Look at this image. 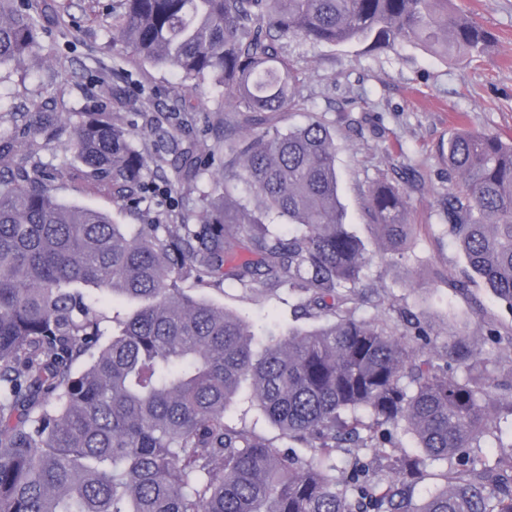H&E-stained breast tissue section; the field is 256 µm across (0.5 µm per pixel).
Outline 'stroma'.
I'll return each mask as SVG.
<instances>
[{
  "mask_svg": "<svg viewBox=\"0 0 512 512\" xmlns=\"http://www.w3.org/2000/svg\"><path fill=\"white\" fill-rule=\"evenodd\" d=\"M110 0H69L66 24L54 17L52 32L38 62L24 61L0 69V134L16 133L28 113L66 118L83 104L106 102L113 118L130 129L135 144L156 160L146 178L149 193L131 208L112 191L110 182L90 177L73 156L67 137L53 139L39 157L54 174L56 195L65 203L108 213L119 224H197L216 198L215 181L224 178L223 95L204 88L185 97L180 78L109 46L103 21ZM460 6L493 41L481 62H443L403 43L366 52L363 46L314 44L294 37L282 52L302 73L296 111L284 114L281 127L323 119L336 144L340 199L352 230L374 248L377 231L366 211V191L385 177L407 189L411 236L401 261L375 259L366 272L368 299L356 313L400 322L419 319L429 335L436 363L446 362L448 340L464 333L474 348L501 362L512 360V308L498 301L481 280L466 293L453 292L448 278L466 268L464 255L438 217L447 194L448 139L458 128L512 137V0H459ZM195 140L214 154L211 168L195 179L178 178L177 142ZM170 192L155 194V187ZM185 291L215 306L279 329L309 327L295 319L294 296L245 291L231 285L185 281ZM500 330L497 342L484 336L486 323ZM448 374L461 376L457 365ZM242 386L228 411L230 423H246L274 440L289 442L248 402Z\"/></svg>",
  "mask_w": 512,
  "mask_h": 512,
  "instance_id": "obj_1",
  "label": "stroma"
}]
</instances>
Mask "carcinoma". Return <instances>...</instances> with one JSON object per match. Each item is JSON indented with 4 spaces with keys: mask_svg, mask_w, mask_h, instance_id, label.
Listing matches in <instances>:
<instances>
[{
    "mask_svg": "<svg viewBox=\"0 0 512 512\" xmlns=\"http://www.w3.org/2000/svg\"><path fill=\"white\" fill-rule=\"evenodd\" d=\"M117 2L113 50L176 72L189 95L206 80L223 89L240 117L231 129L243 130L224 139L229 166H239L228 179L245 183L261 212L229 208L222 195L200 224L132 232L58 200L38 138L65 132L76 160L123 200L138 204L147 190L152 158L98 103L57 130L34 113L23 164L16 137L0 136V512H512V454L488 467L466 452L492 433L512 396V367L499 373V361L458 335L448 352L463 376L450 377L397 328L356 315L374 255L346 223L329 127L319 118L279 127L301 83L281 40L368 50L408 42L473 62L491 33L455 0ZM49 8L60 19L67 5L0 0V68L42 55ZM179 160L187 179L209 165L194 141ZM448 180V234L512 308V141L461 129L448 140ZM367 212L385 250L402 255L411 232L404 189L372 183ZM237 248L250 257L236 258ZM204 278L245 291L286 286L295 310L323 321L259 333L180 288ZM91 289L129 313L107 326ZM80 359L87 366L76 372ZM245 381L300 453L227 422ZM401 425L425 458L388 452ZM339 448L373 453L342 470ZM427 458L456 463L445 486L417 503Z\"/></svg>",
    "mask_w": 512,
    "mask_h": 512,
    "instance_id": "carcinoma-1",
    "label": "carcinoma"
}]
</instances>
